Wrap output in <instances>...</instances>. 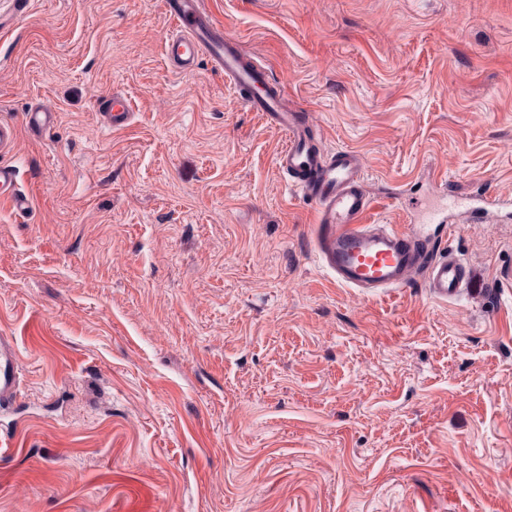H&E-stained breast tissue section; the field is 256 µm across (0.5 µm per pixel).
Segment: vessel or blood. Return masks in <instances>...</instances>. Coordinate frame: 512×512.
Segmentation results:
<instances>
[{
    "mask_svg": "<svg viewBox=\"0 0 512 512\" xmlns=\"http://www.w3.org/2000/svg\"><path fill=\"white\" fill-rule=\"evenodd\" d=\"M173 25L163 43L167 62L175 69L193 71L200 59L224 74L251 111L263 113L268 125L284 137L275 165L313 204L318 253L337 284L374 295L409 287L423 279L430 298L448 301L462 296L470 271L446 248L437 246L428 232L445 221L441 209L419 203L420 220L402 230L369 220L373 196L360 155L350 149L322 151L303 114L288 109L285 96L267 79L265 67L243 51L239 40L225 33L206 10L203 0H162ZM111 128L120 129L130 118L128 100L112 92L99 100ZM16 173L0 166V201L19 211L29 199L15 189ZM16 346L0 336V405L18 391Z\"/></svg>",
    "mask_w": 512,
    "mask_h": 512,
    "instance_id": "obj_1",
    "label": "vessel or blood"
}]
</instances>
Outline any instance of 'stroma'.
<instances>
[{"mask_svg":"<svg viewBox=\"0 0 512 512\" xmlns=\"http://www.w3.org/2000/svg\"><path fill=\"white\" fill-rule=\"evenodd\" d=\"M205 5L360 155L372 223L500 199L442 235L468 290L337 286L281 134L168 65L161 0H0V165L33 201L0 204V512H512V0ZM99 105L106 109V116L112 129H120L128 124L130 106L128 100L121 94L109 93L100 98ZM16 346L8 336H0V405L12 400L18 391Z\"/></svg>","mask_w":512,"mask_h":512,"instance_id":"obj_1","label":"stroma"}]
</instances>
